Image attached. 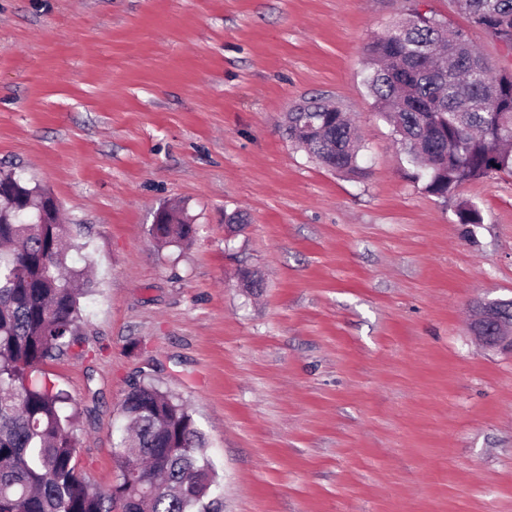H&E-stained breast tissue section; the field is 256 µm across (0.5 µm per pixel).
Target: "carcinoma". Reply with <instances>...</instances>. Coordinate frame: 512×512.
<instances>
[{"mask_svg": "<svg viewBox=\"0 0 512 512\" xmlns=\"http://www.w3.org/2000/svg\"><path fill=\"white\" fill-rule=\"evenodd\" d=\"M458 11L499 41L512 0H456ZM364 82L392 127L412 178L446 197L470 181L512 174V72H496L460 30L433 17L402 18L367 47ZM288 137L331 170L358 175V134L339 105L313 99L286 113ZM0 512H210L215 475L204 434L179 398L151 383L128 391L130 439L117 454L113 490L76 470V410L37 367L80 343L83 270L68 265L69 229L40 220L45 189L0 171ZM149 227L160 245L196 233L184 207Z\"/></svg>", "mask_w": 512, "mask_h": 512, "instance_id": "cac0c4a2", "label": "carcinoma"}]
</instances>
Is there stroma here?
Here are the masks:
<instances>
[{"instance_id":"obj_1","label":"stroma","mask_w":512,"mask_h":512,"mask_svg":"<svg viewBox=\"0 0 512 512\" xmlns=\"http://www.w3.org/2000/svg\"><path fill=\"white\" fill-rule=\"evenodd\" d=\"M415 5L0 0V170L56 197L73 267L93 259L81 343L37 373L77 407L95 489L145 380L203 431L221 512H512V353L469 329L474 302L512 298V174L426 192L363 81ZM419 5L512 71L454 0ZM315 97L358 126L362 176L284 134ZM167 202L189 243L148 235Z\"/></svg>"}]
</instances>
